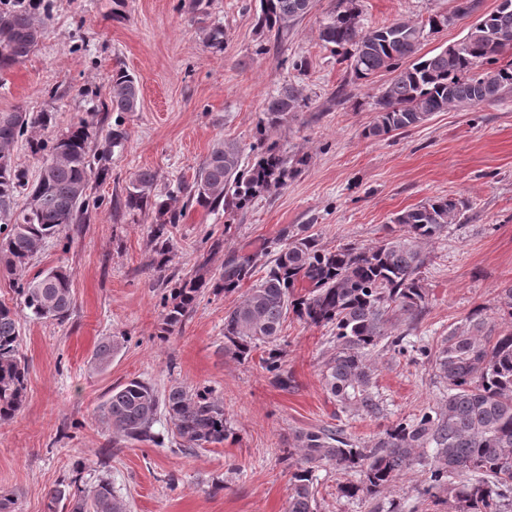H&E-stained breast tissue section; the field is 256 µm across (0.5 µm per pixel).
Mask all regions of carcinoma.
Masks as SVG:
<instances>
[{
  "label": "carcinoma",
  "mask_w": 512,
  "mask_h": 512,
  "mask_svg": "<svg viewBox=\"0 0 512 512\" xmlns=\"http://www.w3.org/2000/svg\"><path fill=\"white\" fill-rule=\"evenodd\" d=\"M32 0H9L0 8V72L23 62L44 37L47 18L30 7ZM258 23L280 36L288 23L302 18L313 0H259ZM354 0H340L323 21L320 36L334 48H347V68L356 80L380 71L395 73L375 103V116L365 135L402 133L427 122L450 106L491 103L512 92V60L500 56L512 49V0L478 19L476 35L465 36L455 50L443 48L418 55L424 26L391 22L365 30ZM112 111L136 112L140 91L136 78L119 70L110 84ZM300 106L299 96L284 87L266 103L265 123L259 130L256 161L242 167V147L219 139L196 170L193 181L178 194L159 200L152 195L155 175L138 171L126 189L125 207L156 209L157 224L150 266L167 270L175 256L168 226L193 204L210 211L241 209L263 192L286 183L300 159H291L267 131ZM49 112H0V270L17 277L16 292L29 317L63 322L73 309L71 273L58 265L26 275L31 260L45 243L86 221L102 199L90 193L92 175L108 174L105 157L91 147L94 123L82 119L51 140L27 135L52 123ZM25 140L31 153L54 160L46 173L29 181L12 160V150ZM25 196L23 207L17 198ZM464 202L436 197L396 215L398 233L372 247L342 244L326 248L311 225L284 228L279 248L260 281L224 314V351L246 359L263 348L260 362L271 382L286 391L294 379L278 347L280 328L289 315L307 325L331 332L332 352L324 364L323 382L340 408L351 406L367 414L380 412L372 392L371 356L386 350L431 363L447 393L439 404L397 420L370 446H360L344 430L321 428L298 433L282 456L297 458L291 472L286 512H316L313 472L332 464L358 474V480L339 486L342 496L365 500L396 486L400 476L417 465L422 494L448 496L464 512H512V323L496 326L482 310H473L461 327L431 344L408 340L409 331L395 332L403 316L414 320L422 312L426 292L420 279L426 262L423 245L458 224ZM207 262L169 289L163 297L164 330L182 324L208 288L229 293L250 280L253 257L231 252L216 277H206ZM117 344L101 342L94 354L99 365L112 359ZM28 366L22 353L17 313L0 302V423L14 419L26 400ZM173 426L182 451L221 444L230 428L224 403L209 386L187 391L173 386L164 395L142 380L112 388L102 408V420L125 441L161 443L154 426L160 416ZM50 507L68 503L69 512H127L124 502L105 478L89 488L72 481L46 493Z\"/></svg>",
  "instance_id": "cac0c4a2"
}]
</instances>
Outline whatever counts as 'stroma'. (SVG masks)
<instances>
[{
  "instance_id": "stroma-1",
  "label": "stroma",
  "mask_w": 512,
  "mask_h": 512,
  "mask_svg": "<svg viewBox=\"0 0 512 512\" xmlns=\"http://www.w3.org/2000/svg\"><path fill=\"white\" fill-rule=\"evenodd\" d=\"M338 0H314L310 12L281 36L257 24L259 0H41L46 34L23 63L0 74V112H49L36 129L46 138L82 119L96 122L93 146L110 154L106 177L93 184L103 204L74 232L68 251L48 242L30 272L66 265L74 307L64 323L21 318L28 363L27 398L11 421L0 423V485L19 495L18 512H48L47 491L62 482L94 485L106 478L129 512H285L290 475L280 458L296 432L341 426L367 443L396 420L442 398L430 364L376 359L372 390L382 411L374 416L338 409L322 370L330 354L327 328L287 318L279 344L294 390L273 387L260 352L245 360L224 350V314L240 292L205 291L185 322L163 332V290L149 268L154 210L121 208L133 173H155L154 192L166 195L192 181L219 139L238 141L243 159L257 136L266 100L294 87L302 100L269 137L305 163L286 184L231 214L193 206L171 230V273L193 271L210 238L218 273L226 253L270 260L264 245L286 226L310 225L321 244L377 245L393 217L427 199L455 196L467 203L460 223L425 247V309L413 334L436 339L462 326L475 307L489 321H512L499 297L512 285V93L489 104L451 108L402 134L364 137L374 102L392 75L357 80L325 47L324 18ZM363 27L396 20L423 22L450 14L454 0H356ZM213 26L226 44L205 42ZM136 77L140 108L122 115L106 108L114 71ZM129 133L111 147L114 122ZM106 338L118 344L111 361L96 366L93 352ZM140 379L158 391L178 385L214 389L231 430L221 444L181 451L167 419L155 429L162 445L115 447L101 409L112 387ZM87 461L75 471V461ZM355 473L326 464L314 474L317 512H457L455 502L422 496L418 468L370 501L340 497L339 484Z\"/></svg>"
}]
</instances>
